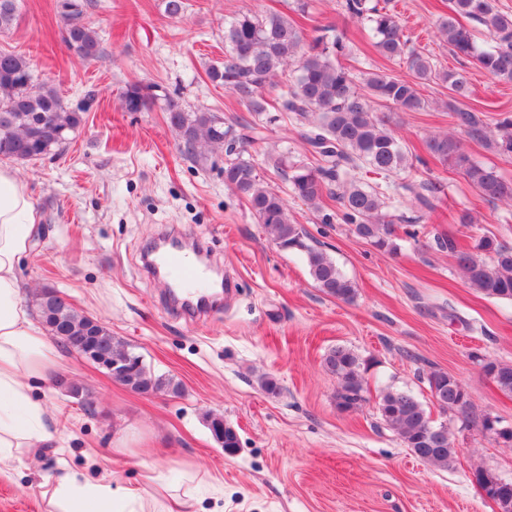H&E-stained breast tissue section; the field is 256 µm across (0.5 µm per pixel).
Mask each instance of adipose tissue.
Masks as SVG:
<instances>
[{
    "mask_svg": "<svg viewBox=\"0 0 512 512\" xmlns=\"http://www.w3.org/2000/svg\"><path fill=\"white\" fill-rule=\"evenodd\" d=\"M40 231V217L15 169L0 165V462L47 448L57 435L35 386L59 365V354L32 319L20 293L19 272ZM48 512H183L124 487L71 476L47 483Z\"/></svg>",
    "mask_w": 512,
    "mask_h": 512,
    "instance_id": "obj_1",
    "label": "adipose tissue"
}]
</instances>
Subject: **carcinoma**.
Listing matches in <instances>:
<instances>
[{"instance_id":"1","label":"carcinoma","mask_w":512,"mask_h":512,"mask_svg":"<svg viewBox=\"0 0 512 512\" xmlns=\"http://www.w3.org/2000/svg\"><path fill=\"white\" fill-rule=\"evenodd\" d=\"M344 7L351 18L369 21L375 51L388 61L405 65L414 80L375 72L367 74L360 87L352 70L339 62V58L350 55L342 37L320 34L307 39L292 19L280 13H243L229 22L224 27V67L212 66L207 75L231 92L246 111L266 116L269 123L286 114L300 126L316 165H290L286 158L278 159L276 164L296 197L316 206L323 205L327 198L335 201L336 214L352 226L356 236L395 253L399 249L397 225L425 222V214L435 210L443 187L418 175L414 161L422 158L409 156L375 106L392 105L402 112H414L424 104L419 86L441 81L452 92L446 104L449 123L507 157H512V116L500 113L481 118L465 102L470 96L468 67L438 69L433 58L410 47L398 17L387 7L372 0H345ZM17 16L18 0H0L1 35L12 30ZM465 19L473 26H466ZM61 21L63 41L75 57L84 62L103 54L98 34L85 21L77 0H64ZM439 29L457 56L512 83V13L499 9L495 0H448V15L440 20ZM479 32L494 45L481 47L477 42ZM289 67L294 72L292 80L274 100L267 101L263 91L275 85L278 73ZM150 100L152 97L138 84L124 93V106L131 112L140 111ZM165 112L170 126L178 132L181 153L195 159L203 148L224 150V185L245 199L270 240L303 256L320 291L344 302L353 301L354 283L326 252L307 242L306 232L290 219L284 198L264 186L255 164L243 157L244 144L249 142L243 130L251 124L243 121L233 126L205 109L184 112L171 100L166 102ZM83 122V113L69 110L56 87L48 83L33 85L26 57L0 51V159L26 162L52 154ZM425 149L433 161L454 167L482 200L512 206V179L471 159L455 135H432L425 141ZM364 172L386 180L385 189L379 191L361 181ZM406 195L415 200L418 210L410 216L389 213ZM434 243L438 250L448 252L471 287L487 298L512 300L511 247L489 236L476 239L471 251L459 249L456 240L446 234L435 236ZM61 299H66L61 291L44 288L35 306L49 335L63 347L70 346L69 337L83 336L92 326L102 349L111 351L115 358L136 359L128 368L125 386L139 394L181 393L180 383L148 372L140 354L126 348L101 323H92L90 316L71 303L47 312L46 307ZM324 363L336 377L339 410L349 412L366 401L365 360L350 348L337 345L329 350ZM482 369L498 390L512 396V364L487 361ZM427 381L432 395L442 402L441 409L455 411L471 422L470 401L460 382L436 370L429 373ZM378 413L406 447L428 450L425 462L446 468L454 461L456 448L448 426L434 423L430 412L409 391L387 389ZM479 423L495 442L512 447V426H501L487 416Z\"/></svg>"}]
</instances>
